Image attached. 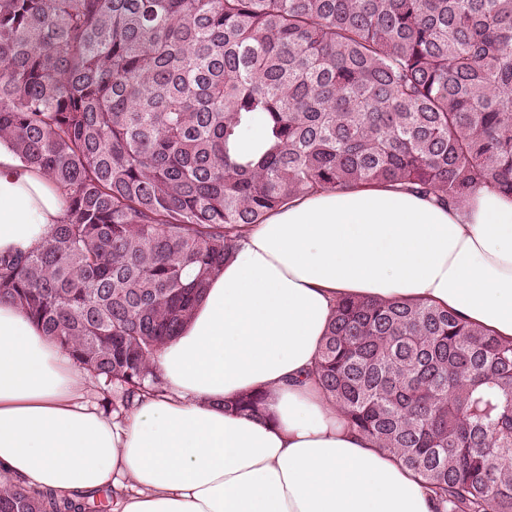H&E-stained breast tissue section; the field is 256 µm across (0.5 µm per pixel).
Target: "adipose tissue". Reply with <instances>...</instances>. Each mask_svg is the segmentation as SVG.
Returning <instances> with one entry per match:
<instances>
[{
  "label": "adipose tissue",
  "instance_id": "ef3b65f1",
  "mask_svg": "<svg viewBox=\"0 0 512 512\" xmlns=\"http://www.w3.org/2000/svg\"><path fill=\"white\" fill-rule=\"evenodd\" d=\"M62 191L0 143V253L40 245ZM345 296L423 301L512 338V196L465 207L388 185L320 189L251 226L154 357L163 390L122 416L81 401L72 359L0 302V482L112 512H436L309 372ZM269 393V420L225 410Z\"/></svg>",
  "mask_w": 512,
  "mask_h": 512
}]
</instances>
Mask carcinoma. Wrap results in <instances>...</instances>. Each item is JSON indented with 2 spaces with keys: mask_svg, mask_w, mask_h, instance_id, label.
Masks as SVG:
<instances>
[{
  "mask_svg": "<svg viewBox=\"0 0 512 512\" xmlns=\"http://www.w3.org/2000/svg\"><path fill=\"white\" fill-rule=\"evenodd\" d=\"M260 121L250 155L236 143ZM65 195L0 254L21 308L112 409L247 228L314 190L512 196V0H0V143ZM437 512H512V339L426 303L341 299L313 370ZM267 392L224 403L260 417ZM0 483V512H97Z\"/></svg>",
  "mask_w": 512,
  "mask_h": 512,
  "instance_id": "cac0c4a2",
  "label": "carcinoma"
}]
</instances>
